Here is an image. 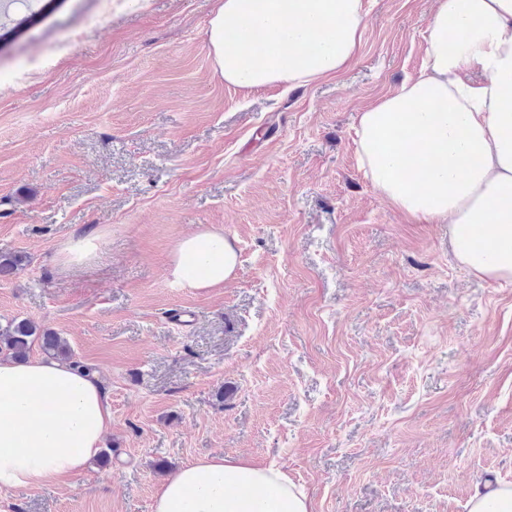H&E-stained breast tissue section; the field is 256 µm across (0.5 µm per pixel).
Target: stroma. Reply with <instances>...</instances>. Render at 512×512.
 Returning a JSON list of instances; mask_svg holds the SVG:
<instances>
[{"instance_id": "stroma-1", "label": "stroma", "mask_w": 512, "mask_h": 512, "mask_svg": "<svg viewBox=\"0 0 512 512\" xmlns=\"http://www.w3.org/2000/svg\"><path fill=\"white\" fill-rule=\"evenodd\" d=\"M437 0H368L342 71L221 77L217 0H10L0 11V321L57 332L112 405L108 461L0 492V512H153L186 462L283 466L314 512H469L512 484V283L360 169L359 112L416 76ZM223 232L219 288L173 281ZM97 232L91 266L60 269ZM237 263L231 241L215 231H199L186 236L176 246L171 274L180 288H216L224 284Z\"/></svg>"}]
</instances>
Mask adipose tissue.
I'll return each instance as SVG.
<instances>
[{
  "label": "adipose tissue",
  "mask_w": 512,
  "mask_h": 512,
  "mask_svg": "<svg viewBox=\"0 0 512 512\" xmlns=\"http://www.w3.org/2000/svg\"><path fill=\"white\" fill-rule=\"evenodd\" d=\"M366 0H220L208 36L225 81L301 86L354 57ZM255 34L234 39L242 25ZM481 70L474 85L465 72ZM356 150L373 188L394 208L444 224L457 259L512 281V0H438L417 77L359 113ZM237 254L222 233L176 246L171 274L192 290L216 288ZM112 428L94 373L44 358L0 359V490L80 473ZM153 512H312L277 465L216 455L184 464Z\"/></svg>",
  "instance_id": "1"
}]
</instances>
